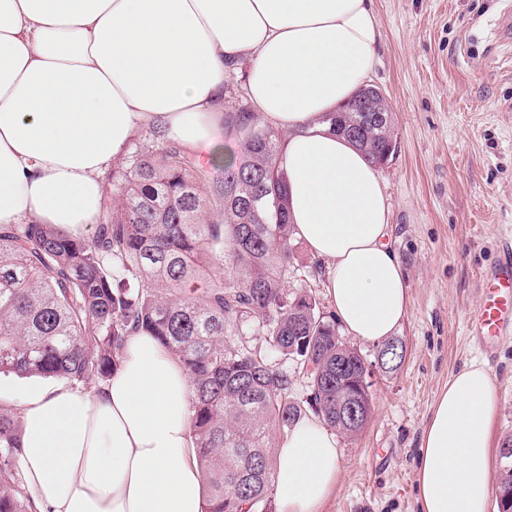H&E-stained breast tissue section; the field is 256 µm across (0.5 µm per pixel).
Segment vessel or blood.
I'll use <instances>...</instances> for the list:
<instances>
[{"label": "vessel or blood", "mask_w": 512, "mask_h": 512, "mask_svg": "<svg viewBox=\"0 0 512 512\" xmlns=\"http://www.w3.org/2000/svg\"><path fill=\"white\" fill-rule=\"evenodd\" d=\"M482 301L469 315L467 329L483 344L512 334V241L480 275Z\"/></svg>", "instance_id": "1"}]
</instances>
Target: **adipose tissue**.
Returning a JSON list of instances; mask_svg holds the SVG:
<instances>
[{"label": "adipose tissue", "instance_id": "ef3b65f1", "mask_svg": "<svg viewBox=\"0 0 512 512\" xmlns=\"http://www.w3.org/2000/svg\"><path fill=\"white\" fill-rule=\"evenodd\" d=\"M379 42L371 0H0V225L83 235L104 206L100 173L144 127L232 161L224 87L244 66L254 112L284 135L290 220L328 263L334 316L382 341L408 304L390 211L375 168L324 119L364 84ZM190 395L144 333L98 386L0 385L38 512H203ZM495 413L482 364L449 378L421 435L420 512H485ZM340 472L335 434L302 417L276 449L278 512H322Z\"/></svg>", "mask_w": 512, "mask_h": 512}]
</instances>
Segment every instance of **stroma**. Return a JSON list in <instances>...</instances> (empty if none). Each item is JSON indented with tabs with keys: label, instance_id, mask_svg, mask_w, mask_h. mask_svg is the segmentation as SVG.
I'll return each instance as SVG.
<instances>
[{
	"label": "stroma",
	"instance_id": "35a3bbf8",
	"mask_svg": "<svg viewBox=\"0 0 512 512\" xmlns=\"http://www.w3.org/2000/svg\"><path fill=\"white\" fill-rule=\"evenodd\" d=\"M381 42L368 84L394 113L398 150L379 167L389 243L407 277L408 308L394 336L397 370L375 368L378 346L357 342L372 370V414L338 435L341 476L324 512H419L422 430L450 376L485 365L497 415L492 442L512 435V335L488 356L467 334L479 275L512 236V46L492 33L505 0H372ZM299 279L331 313L326 265L295 241Z\"/></svg>",
	"mask_w": 512,
	"mask_h": 512
}]
</instances>
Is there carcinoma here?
I'll return each instance as SVG.
<instances>
[{
  "instance_id": "1",
  "label": "carcinoma",
  "mask_w": 512,
  "mask_h": 512,
  "mask_svg": "<svg viewBox=\"0 0 512 512\" xmlns=\"http://www.w3.org/2000/svg\"><path fill=\"white\" fill-rule=\"evenodd\" d=\"M371 125L355 106L332 112L374 164L394 118ZM224 131L237 161L201 166L160 129L112 166V208L89 237L54 224L0 225V374L60 378L89 388L108 379L133 331L153 336L191 380L189 436L203 475L204 512H277L278 439L302 417L288 371L226 339L253 320L285 360L306 368L311 413L342 430L338 393L361 369L356 349L303 291L279 170L283 133L224 90ZM222 273L212 275L208 262ZM346 367L336 373V361ZM23 425L0 401V512H37L19 469Z\"/></svg>"
}]
</instances>
